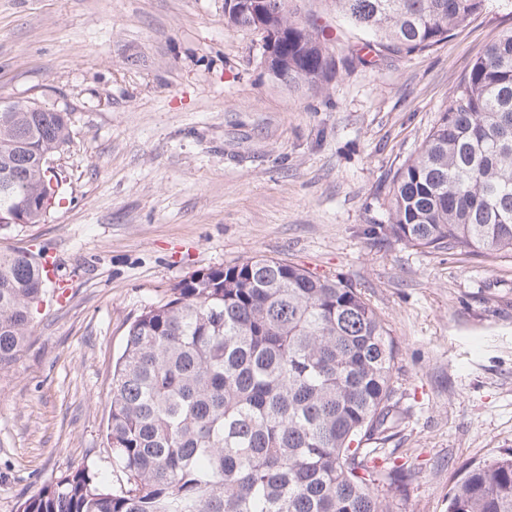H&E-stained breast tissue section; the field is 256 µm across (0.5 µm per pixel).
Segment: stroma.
<instances>
[{
    "instance_id": "obj_1",
    "label": "stroma",
    "mask_w": 512,
    "mask_h": 512,
    "mask_svg": "<svg viewBox=\"0 0 512 512\" xmlns=\"http://www.w3.org/2000/svg\"><path fill=\"white\" fill-rule=\"evenodd\" d=\"M287 9L342 39L321 88L273 80L224 0H0V97L72 122L59 204L0 239L54 253L68 288L0 371V512L83 465L120 489L102 430L128 325L194 272L257 255L344 279L387 320L406 414L388 512H448L466 466L512 452V258L372 232L452 88L512 32V0L374 64L332 0Z\"/></svg>"
}]
</instances>
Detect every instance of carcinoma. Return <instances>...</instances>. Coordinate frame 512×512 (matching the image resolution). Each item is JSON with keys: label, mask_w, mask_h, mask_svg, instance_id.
Returning a JSON list of instances; mask_svg holds the SVG:
<instances>
[{"label": "carcinoma", "mask_w": 512, "mask_h": 512, "mask_svg": "<svg viewBox=\"0 0 512 512\" xmlns=\"http://www.w3.org/2000/svg\"><path fill=\"white\" fill-rule=\"evenodd\" d=\"M379 59L432 48L486 0H334ZM224 0L230 27L256 17ZM273 78L321 84L323 31L273 0ZM0 101V237L46 223L59 197L46 161L71 141L68 112ZM383 236L428 252L512 257V32L453 88L396 171ZM45 252L0 250V370L35 326ZM388 324L361 291L275 258L197 271L132 321L112 375L107 441L116 491L86 467L44 484L20 512H383L379 485L403 413ZM448 512H512V455L469 469Z\"/></svg>", "instance_id": "obj_1"}]
</instances>
